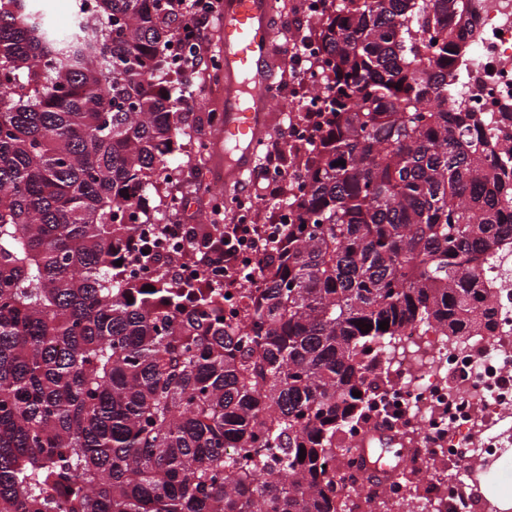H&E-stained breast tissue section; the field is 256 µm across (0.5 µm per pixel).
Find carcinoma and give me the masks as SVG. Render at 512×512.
<instances>
[{"label":"carcinoma","mask_w":512,"mask_h":512,"mask_svg":"<svg viewBox=\"0 0 512 512\" xmlns=\"http://www.w3.org/2000/svg\"><path fill=\"white\" fill-rule=\"evenodd\" d=\"M464 2L317 20L294 222L215 288L138 237L181 135L170 0H76L71 38L0 0V512H352L336 461L382 352L496 328L475 264L512 238V145L448 95Z\"/></svg>","instance_id":"1"}]
</instances>
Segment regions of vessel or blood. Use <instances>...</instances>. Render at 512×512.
Here are the masks:
<instances>
[{
  "label": "vessel or blood",
  "mask_w": 512,
  "mask_h": 512,
  "mask_svg": "<svg viewBox=\"0 0 512 512\" xmlns=\"http://www.w3.org/2000/svg\"><path fill=\"white\" fill-rule=\"evenodd\" d=\"M274 0H222L219 26L224 73V181H240L253 167L255 149L268 121L273 85ZM407 439L400 430L366 428L356 451L361 463V487L387 482L400 474Z\"/></svg>",
  "instance_id": "obj_1"
}]
</instances>
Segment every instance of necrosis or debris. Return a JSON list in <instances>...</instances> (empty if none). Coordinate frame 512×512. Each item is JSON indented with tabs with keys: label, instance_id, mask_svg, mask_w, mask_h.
<instances>
[{
	"label": "necrosis or debris",
	"instance_id": "4bbe7bcc",
	"mask_svg": "<svg viewBox=\"0 0 512 512\" xmlns=\"http://www.w3.org/2000/svg\"><path fill=\"white\" fill-rule=\"evenodd\" d=\"M474 23L468 48L457 65V92L464 107L479 113L488 137L512 141V0H471ZM499 258L481 262L479 275L491 290L498 328L491 337L444 339L415 331L401 353L384 352L390 384L372 403L373 411L404 410L420 433L409 460L427 476V491L441 494L446 512H496L476 494L481 464L512 452V239ZM440 436L439 447L426 441ZM457 462L460 476L449 483L440 459Z\"/></svg>",
	"mask_w": 512,
	"mask_h": 512
}]
</instances>
